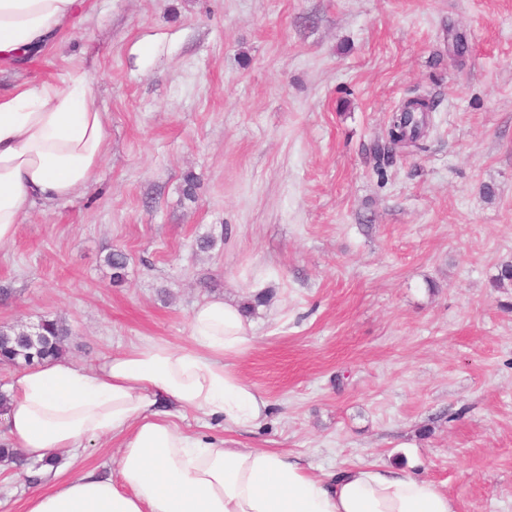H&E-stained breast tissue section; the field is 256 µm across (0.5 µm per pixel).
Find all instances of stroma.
<instances>
[{"instance_id":"obj_1","label":"stroma","mask_w":512,"mask_h":512,"mask_svg":"<svg viewBox=\"0 0 512 512\" xmlns=\"http://www.w3.org/2000/svg\"><path fill=\"white\" fill-rule=\"evenodd\" d=\"M78 67L108 152L0 245V326L60 319L91 366L191 347L211 297L251 304L226 362L267 417L180 429L317 475L418 460L456 512H512V0H87L0 89ZM413 92L426 137L379 159ZM54 477L0 462V512Z\"/></svg>"}]
</instances>
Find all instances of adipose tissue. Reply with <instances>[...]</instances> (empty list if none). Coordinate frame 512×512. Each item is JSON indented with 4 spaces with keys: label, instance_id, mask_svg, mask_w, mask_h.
<instances>
[{
    "label": "adipose tissue",
    "instance_id": "1",
    "mask_svg": "<svg viewBox=\"0 0 512 512\" xmlns=\"http://www.w3.org/2000/svg\"><path fill=\"white\" fill-rule=\"evenodd\" d=\"M84 0H0V64L38 56ZM88 70L60 85L0 93V245L32 205L68 199L94 182L107 152L108 115L91 103ZM193 349L147 341L82 367L49 358L16 372L0 414V443L31 460L69 449L70 478L32 495L26 512H455L431 479L377 462L316 476L291 454L237 448L182 431L164 411L223 415L245 430L268 403L230 370L251 341L240 305L220 298L190 321ZM119 445L116 473L82 466L80 448Z\"/></svg>",
    "mask_w": 512,
    "mask_h": 512
}]
</instances>
